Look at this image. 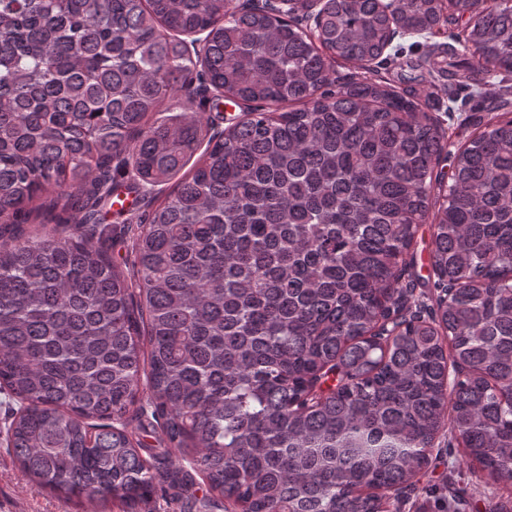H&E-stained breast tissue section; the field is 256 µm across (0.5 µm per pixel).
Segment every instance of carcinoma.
Here are the masks:
<instances>
[{
    "label": "carcinoma",
    "instance_id": "1",
    "mask_svg": "<svg viewBox=\"0 0 512 512\" xmlns=\"http://www.w3.org/2000/svg\"><path fill=\"white\" fill-rule=\"evenodd\" d=\"M232 2L0 0V389L21 469L131 509L167 496L115 426L144 400L239 512H389L447 422L512 481V118L448 154L429 308L406 255L444 134L411 92L332 78L459 21L463 51L433 59L448 85L512 73V0H321L311 34ZM210 88L258 107L211 135ZM114 163L136 194L178 179L131 277L79 232L107 231Z\"/></svg>",
    "mask_w": 512,
    "mask_h": 512
}]
</instances>
